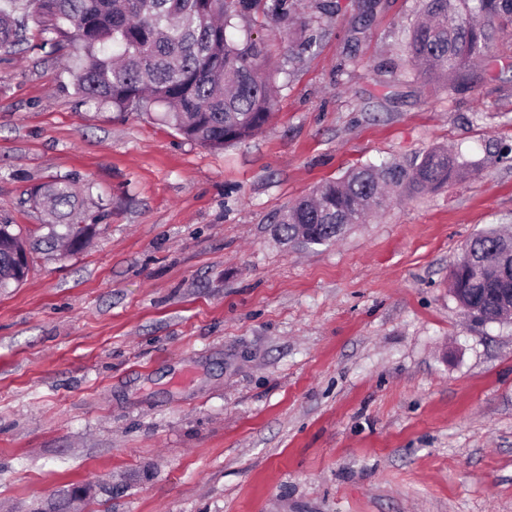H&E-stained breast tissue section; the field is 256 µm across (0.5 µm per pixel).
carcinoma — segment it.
<instances>
[{
	"label": "carcinoma",
	"mask_w": 512,
	"mask_h": 512,
	"mask_svg": "<svg viewBox=\"0 0 512 512\" xmlns=\"http://www.w3.org/2000/svg\"><path fill=\"white\" fill-rule=\"evenodd\" d=\"M251 6L252 0H0V53L15 52L32 19L44 44L74 47L68 73L77 93L120 112L156 107L160 120L185 139L222 150L260 132L271 116L274 80L263 47L229 34ZM291 9L289 0L265 4V13L284 22ZM421 11L404 51L420 74L443 82L476 62L492 61L496 34L512 25V0H422ZM465 169L456 154L444 150L406 166L355 168L282 211L277 234L290 241L295 226L307 224L314 237L304 245L327 244L339 235L336 225L361 224L384 210L386 189L414 195L448 183ZM30 201L49 204L48 244L66 238L78 246L73 225L85 201L69 180L57 177L38 186ZM59 226L65 232H58ZM500 237L489 228L467 247L490 249ZM25 243L13 225L0 222V288L24 280L15 257Z\"/></svg>",
	"instance_id": "obj_1"
}]
</instances>
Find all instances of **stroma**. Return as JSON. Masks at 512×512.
Segmentation results:
<instances>
[{
    "mask_svg": "<svg viewBox=\"0 0 512 512\" xmlns=\"http://www.w3.org/2000/svg\"><path fill=\"white\" fill-rule=\"evenodd\" d=\"M293 0L236 21L276 69L261 132L216 151L67 85L37 25L0 55V219L56 177L89 243L0 288V512H512V322L448 290L512 228V34L447 87L402 40L420 0ZM317 34L296 64V34ZM467 171L308 248L273 218L360 165Z\"/></svg>",
    "mask_w": 512,
    "mask_h": 512,
    "instance_id": "stroma-1",
    "label": "stroma"
}]
</instances>
